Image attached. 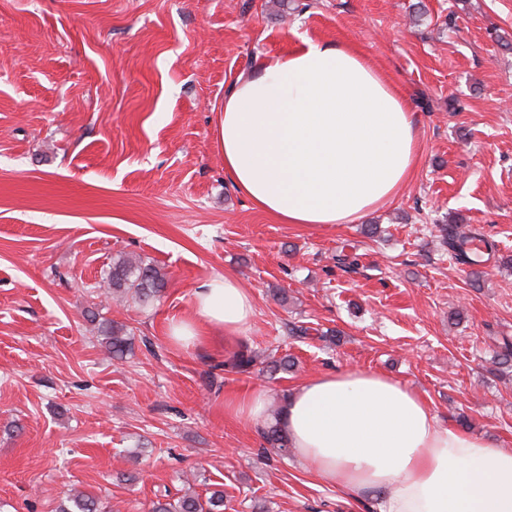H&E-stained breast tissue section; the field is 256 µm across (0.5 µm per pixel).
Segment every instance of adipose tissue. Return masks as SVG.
I'll return each mask as SVG.
<instances>
[{"instance_id": "ef3b65f1", "label": "adipose tissue", "mask_w": 512, "mask_h": 512, "mask_svg": "<svg viewBox=\"0 0 512 512\" xmlns=\"http://www.w3.org/2000/svg\"><path fill=\"white\" fill-rule=\"evenodd\" d=\"M224 176L283 224H349L414 173L419 122L409 101L352 45L303 39L259 54L216 107ZM170 334L243 335L252 295L229 274L202 282ZM288 445L323 482L377 512H512V449L443 424L414 389L358 368L315 375L285 399Z\"/></svg>"}]
</instances>
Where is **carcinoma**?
Wrapping results in <instances>:
<instances>
[{
  "label": "carcinoma",
  "mask_w": 512,
  "mask_h": 512,
  "mask_svg": "<svg viewBox=\"0 0 512 512\" xmlns=\"http://www.w3.org/2000/svg\"><path fill=\"white\" fill-rule=\"evenodd\" d=\"M441 233L444 244L457 262L463 264L470 257L475 263L481 261L482 255L471 247V232L462 230L459 224H444ZM165 282V273L159 267L147 264L139 257L120 255L113 259L112 267L103 279V287L117 299L129 296L141 306L148 307L164 288ZM98 332L103 336L104 346L112 358L121 360L131 353V337L121 322L102 320L98 323ZM253 365L252 356L245 352L236 353L224 362L225 367L238 373L249 372ZM509 368H512V345L505 340L501 351L492 360L489 371L501 375ZM261 436L270 447L288 452V440L279 423V405L272 406L269 421L261 429ZM57 512H101V509L93 497L75 492L61 502ZM151 512H224V490L214 489L204 499L190 491L177 498H160L153 503Z\"/></svg>",
  "instance_id": "obj_1"
}]
</instances>
